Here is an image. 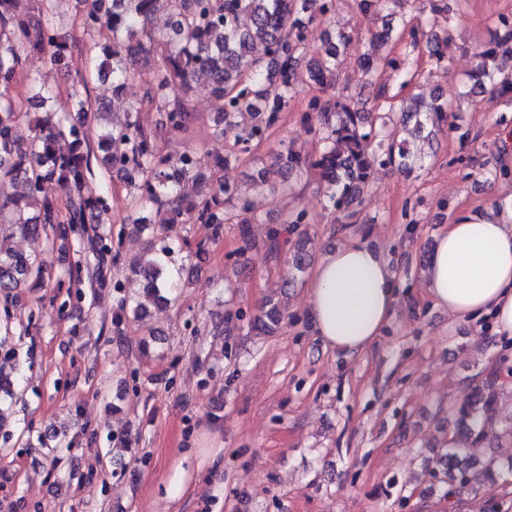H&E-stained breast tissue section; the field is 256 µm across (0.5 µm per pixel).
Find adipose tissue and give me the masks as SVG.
<instances>
[{
  "label": "adipose tissue",
  "mask_w": 512,
  "mask_h": 512,
  "mask_svg": "<svg viewBox=\"0 0 512 512\" xmlns=\"http://www.w3.org/2000/svg\"><path fill=\"white\" fill-rule=\"evenodd\" d=\"M307 290L317 335L357 355L390 324L397 278L379 248L355 241L320 256ZM426 291L453 316H492L498 335L512 338V224L478 216L449 225L427 261Z\"/></svg>",
  "instance_id": "adipose-tissue-1"
}]
</instances>
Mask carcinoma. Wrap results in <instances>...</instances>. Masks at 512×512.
Wrapping results in <instances>:
<instances>
[{
    "label": "carcinoma",
    "instance_id": "1",
    "mask_svg": "<svg viewBox=\"0 0 512 512\" xmlns=\"http://www.w3.org/2000/svg\"><path fill=\"white\" fill-rule=\"evenodd\" d=\"M61 0H0V223L15 224L26 236L39 235L49 227L66 224L83 242L75 267L68 269L71 288L82 285V270L92 273L100 288L109 285L107 271L118 255L112 254V232L88 224H102L109 210L108 192H87L94 169L117 173L132 197L131 223L143 233L150 231L148 258L133 267L143 280V296L168 303V294L183 287V268L169 269L170 233L177 224H207L213 238L220 237L226 222L236 218L244 225L241 236L249 246L245 225L254 219L252 203L235 197V189L220 181L212 195L201 199L199 185L207 175L189 159L191 151L161 154L160 143L186 138L198 120L188 104L193 85L202 83L219 102L212 121V137L238 126L237 118L249 113L253 122L242 129L230 147L214 158L218 170L241 160L249 144L265 142L299 88L312 85L317 94L306 103L311 112L310 130L318 136L321 151L315 158L292 150L276 154L278 165L301 179L312 171L331 213L350 223L359 213L374 167H397L411 172L423 167L424 158L398 140L391 117L394 103L386 84L377 83L380 72L404 75L412 55L426 46L431 58L443 61L441 43L448 42V5H435L430 15L416 22L400 10V0H357L362 13L386 12L380 32L367 37L341 33L329 37L316 56L303 61L310 29L326 23L337 0H78L80 26L63 30L55 22ZM158 15L167 18L162 31L151 23ZM248 24L242 25V19ZM409 34L404 52L379 56L376 47ZM512 43V22L502 17L492 39L472 48L474 74L462 95L495 103L512 88V67L496 64L500 48ZM165 52L153 54L154 45ZM361 50L364 83L376 88L375 110L338 88L337 76L352 48ZM84 52L100 74L112 75V91L122 95L136 65L149 70L141 97L128 103L124 119L107 121L110 112L92 102L87 79L78 74L67 90L64 105L59 93L33 78H26L27 95H14L18 80L27 72L29 56L41 53L57 67H67L68 56ZM155 109L159 120L150 126L141 121L144 108ZM401 123H414L415 132L430 140L448 124L452 104L441 95L430 100L413 99L400 108ZM100 127L92 139L88 116ZM57 183L63 198L50 196L44 187ZM261 190L274 198L292 183H269L258 177ZM11 186L6 194L2 187ZM232 203L233 211L224 209ZM302 211L284 213L279 225L268 232L270 254L285 250L284 233L304 223ZM42 263L0 243V293L6 297L28 285H41ZM119 311L133 309L142 318L138 295L126 284L113 286ZM282 321L278 304L266 300L251 328L272 333ZM496 377L483 384L457 410V430L479 442L495 430L493 409ZM446 495L471 484L504 486L512 482V462L474 459L469 449L448 448L441 457Z\"/></svg>",
    "mask_w": 512,
    "mask_h": 512
}]
</instances>
